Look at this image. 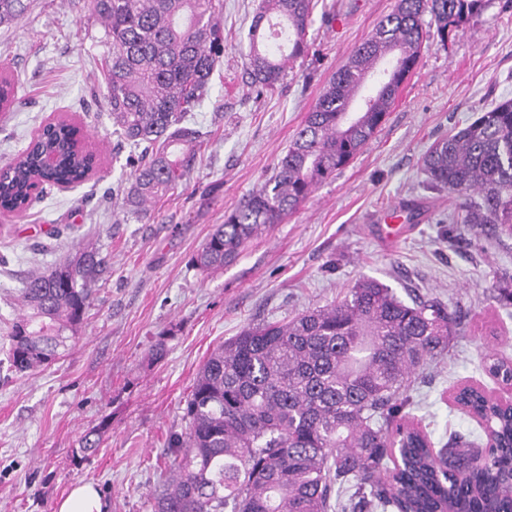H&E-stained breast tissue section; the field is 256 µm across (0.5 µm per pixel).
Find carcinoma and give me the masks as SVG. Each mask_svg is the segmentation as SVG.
Here are the masks:
<instances>
[{
    "mask_svg": "<svg viewBox=\"0 0 512 512\" xmlns=\"http://www.w3.org/2000/svg\"><path fill=\"white\" fill-rule=\"evenodd\" d=\"M103 25L105 101L112 127L133 146L125 205L155 218L181 184L203 133L187 116L208 98L227 42L217 18L224 0H89ZM490 0H398L370 38L328 82L303 125L255 192L224 216L195 256L204 271L293 214L321 183L374 137L424 44H447ZM315 0H262L247 33L251 84L272 90L307 57ZM27 0H0V25ZM429 20H424V16ZM80 129L46 124L0 168V211L21 214L31 186L86 179L94 155ZM53 156L47 167L44 157ZM423 169L459 200L448 220L491 224L512 235V99L434 143ZM105 268L89 246L32 274L25 312L7 336L18 373L47 366L78 334L88 285ZM460 316L434 299L401 300L374 280L336 304L285 323L249 324L215 347L185 399V431L173 439L168 475L148 496L149 512H512V405L464 387L458 402L478 418L488 449H440L406 410L422 367L448 352ZM483 369L512 385V360L493 349ZM106 421L79 440L90 456Z\"/></svg>",
    "mask_w": 512,
    "mask_h": 512,
    "instance_id": "carcinoma-1",
    "label": "carcinoma"
}]
</instances>
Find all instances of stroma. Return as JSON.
Instances as JSON below:
<instances>
[{
    "instance_id": "35a3bbf8",
    "label": "stroma",
    "mask_w": 512,
    "mask_h": 512,
    "mask_svg": "<svg viewBox=\"0 0 512 512\" xmlns=\"http://www.w3.org/2000/svg\"><path fill=\"white\" fill-rule=\"evenodd\" d=\"M261 0H224L228 48L194 124L206 138L186 183L158 204L156 220L129 214L127 150L116 149L104 99L100 27L87 0H29L0 26V75L17 80L0 112V166L41 128L66 117L97 166L82 183L33 194L24 216L0 214V342L23 313L19 290L35 269L93 242L110 260L91 285L77 338L49 367L0 364V512H57L78 484L95 486L106 512H148L146 497L183 431L184 400L206 356L246 325L285 321L341 300L363 279L401 299L418 294L463 311L447 354L410 396L435 448L451 436L485 446L476 419L452 400L457 386L499 387L481 358L493 346L512 358V237L452 224L454 203L432 188L422 158L438 139L512 99V0H491L448 45L431 40L375 137L298 211L247 243L224 269L193 258L214 225L272 173L332 75L369 38L397 0H318L308 57L270 91L247 82V32ZM404 233L385 240L388 211ZM167 354L149 357L157 338ZM106 423L86 457L85 431Z\"/></svg>"
}]
</instances>
